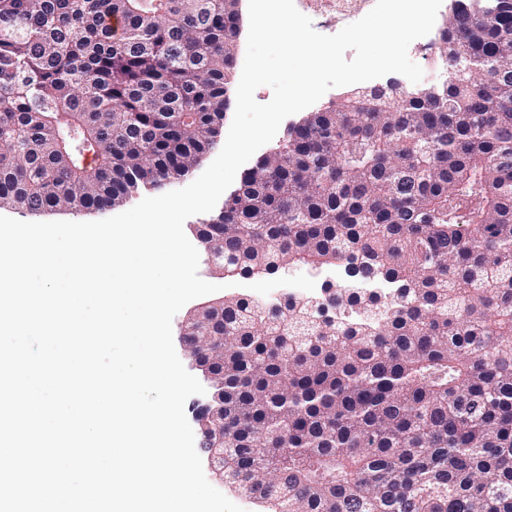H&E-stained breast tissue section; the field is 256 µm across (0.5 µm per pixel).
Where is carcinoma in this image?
Listing matches in <instances>:
<instances>
[{"mask_svg":"<svg viewBox=\"0 0 512 512\" xmlns=\"http://www.w3.org/2000/svg\"><path fill=\"white\" fill-rule=\"evenodd\" d=\"M239 19V0H0V208L185 177L217 144ZM439 39L441 87L309 113L198 227L226 276L349 278L186 321L224 337V480L271 512H512V0L451 9Z\"/></svg>","mask_w":512,"mask_h":512,"instance_id":"1","label":"carcinoma"}]
</instances>
